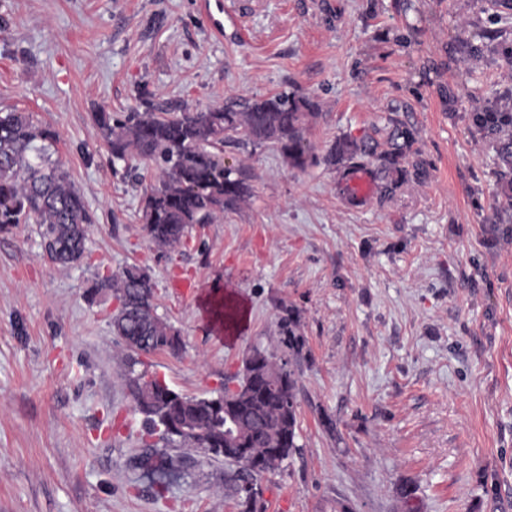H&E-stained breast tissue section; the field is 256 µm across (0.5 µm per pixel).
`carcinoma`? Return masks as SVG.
Instances as JSON below:
<instances>
[{
    "label": "carcinoma",
    "mask_w": 512,
    "mask_h": 512,
    "mask_svg": "<svg viewBox=\"0 0 512 512\" xmlns=\"http://www.w3.org/2000/svg\"><path fill=\"white\" fill-rule=\"evenodd\" d=\"M317 109V103L306 96L279 93L201 111L167 112L148 105L123 120L99 112L96 124L115 160L137 157L154 164L156 183L142 200L140 221L151 243L174 248L182 243L189 225L212 223L250 194L246 171L224 165V138L241 134L257 144H273L293 165L303 167L307 163L303 123ZM484 117L481 113L477 120L501 135L499 157L512 169V124L503 116L496 121ZM57 139L55 130L28 112L0 111V229L35 224L43 253L55 263L74 265L85 255L91 216L80 189L51 160L49 148ZM413 140L412 130L397 127L389 149L380 152L376 144L340 138L327 161L344 162L347 177L367 169L373 159L385 173L398 164ZM96 288L112 292L118 302L110 325L129 351L127 388L135 409L145 416L147 436L156 445L180 452L184 462L194 449L224 447L228 389L209 403L204 397L176 392L145 371L135 372L140 355L177 357L183 349L178 332L156 312L148 271L132 266L119 275L101 277ZM239 387L234 427L247 453L232 461L237 470L229 481L237 494L299 450L296 379L286 363L265 350H253L249 374Z\"/></svg>",
    "instance_id": "cac0c4a2"
}]
</instances>
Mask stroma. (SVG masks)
Here are the masks:
<instances>
[{
    "label": "stroma",
    "mask_w": 512,
    "mask_h": 512,
    "mask_svg": "<svg viewBox=\"0 0 512 512\" xmlns=\"http://www.w3.org/2000/svg\"><path fill=\"white\" fill-rule=\"evenodd\" d=\"M0 109L59 134L86 256L0 232V512H240L228 464L156 481L100 276L148 270L181 357L142 367L189 396L260 348L295 373L299 452L257 482L265 512H512V169L476 113L512 111V0H0ZM313 98L294 167L238 135L251 193L161 249L139 221L151 163L114 160L93 115ZM414 142L393 196L350 204L342 137ZM244 310L235 339L214 297ZM298 314L289 352L281 322Z\"/></svg>",
    "instance_id": "35a3bbf8"
}]
</instances>
